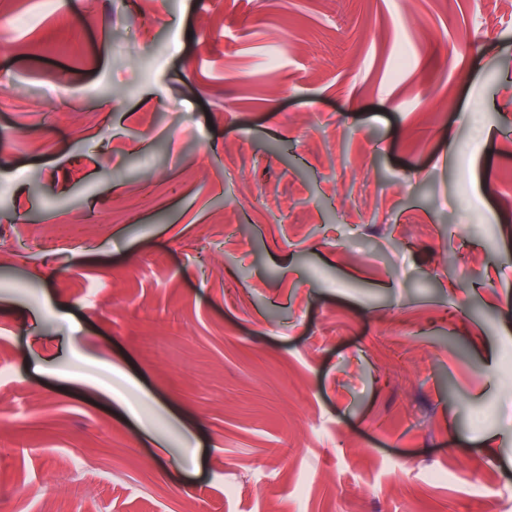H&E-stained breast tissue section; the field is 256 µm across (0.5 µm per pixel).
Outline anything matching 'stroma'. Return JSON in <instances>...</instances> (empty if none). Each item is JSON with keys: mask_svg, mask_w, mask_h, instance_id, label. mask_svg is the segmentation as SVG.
Wrapping results in <instances>:
<instances>
[{"mask_svg": "<svg viewBox=\"0 0 512 512\" xmlns=\"http://www.w3.org/2000/svg\"><path fill=\"white\" fill-rule=\"evenodd\" d=\"M0 399V512H512V0H8Z\"/></svg>", "mask_w": 512, "mask_h": 512, "instance_id": "stroma-1", "label": "stroma"}]
</instances>
